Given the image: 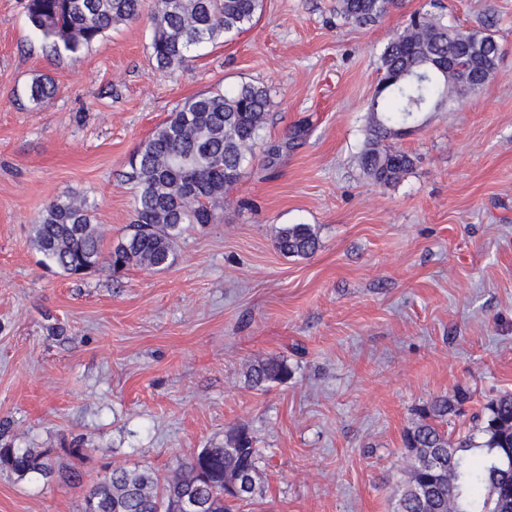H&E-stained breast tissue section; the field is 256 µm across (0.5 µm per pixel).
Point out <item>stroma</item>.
<instances>
[{"instance_id": "obj_1", "label": "stroma", "mask_w": 512, "mask_h": 512, "mask_svg": "<svg viewBox=\"0 0 512 512\" xmlns=\"http://www.w3.org/2000/svg\"><path fill=\"white\" fill-rule=\"evenodd\" d=\"M417 11L490 26L500 59L480 93L394 140L415 164L380 186L355 156L380 55ZM152 33L143 16L56 53L24 0H0V448L53 467H0V512H82L113 467L171 473L242 430L261 459L240 512H393L427 403L470 394L454 433L512 393V0H395L363 26L336 0H263L247 31L170 70ZM40 74L57 92L34 110ZM249 83L270 94L263 140L215 223L183 225L168 270L42 265L32 225L49 202L86 196L115 247L139 144L184 99ZM288 224L315 226L312 256L276 249ZM268 357L290 377L251 389ZM0 465L21 478L35 474L47 476L53 472L44 454L35 453L31 448H0Z\"/></svg>"}]
</instances>
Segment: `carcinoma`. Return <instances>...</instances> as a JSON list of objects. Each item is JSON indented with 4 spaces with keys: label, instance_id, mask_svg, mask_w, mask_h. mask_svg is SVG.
<instances>
[{
    "label": "carcinoma",
    "instance_id": "carcinoma-1",
    "mask_svg": "<svg viewBox=\"0 0 512 512\" xmlns=\"http://www.w3.org/2000/svg\"><path fill=\"white\" fill-rule=\"evenodd\" d=\"M392 0H338L348 23L366 25L384 16ZM263 0H154L149 50L158 66L184 63L207 43L231 40L253 23ZM143 0H26L31 26L54 49L75 52L112 26L140 15ZM499 44L483 30L464 31L428 14H412L403 30L384 47L381 76L367 106V125L359 167L376 184L397 182L414 157L390 144L424 112H438L479 93L494 75ZM56 94L53 80L39 75L27 86L31 108L38 110ZM270 103L266 88L243 84L187 98L144 139L130 160L136 220L117 246L103 250L84 196L67 194L51 201L33 227L32 242L41 262L69 276L100 267L114 273L132 265L169 268L184 224H211L216 204L238 180L254 155ZM314 226L279 229L277 249L287 257H309L318 248ZM288 365L259 360L247 371L253 388L288 379ZM469 399L458 389L434 397L422 419L403 435L409 453L408 478L398 490L395 512H512V395L487 400L476 432L452 436L448 416ZM258 449L239 432L224 448H206L159 476L153 469L117 467L85 497L84 512H177L184 497L196 512H234L224 500V472L249 475L240 501L253 499ZM0 465L19 477L53 472L44 454L30 448H0Z\"/></svg>",
    "mask_w": 512,
    "mask_h": 512
}]
</instances>
